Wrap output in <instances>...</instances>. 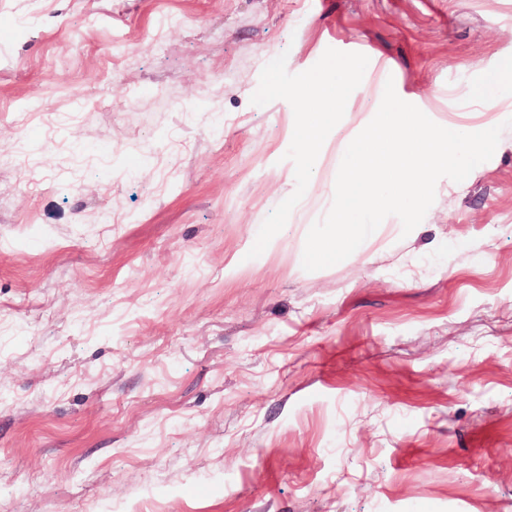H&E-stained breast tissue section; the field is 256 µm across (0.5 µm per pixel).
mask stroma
<instances>
[{
	"label": "stroma",
	"mask_w": 512,
	"mask_h": 512,
	"mask_svg": "<svg viewBox=\"0 0 512 512\" xmlns=\"http://www.w3.org/2000/svg\"><path fill=\"white\" fill-rule=\"evenodd\" d=\"M389 81L496 151L305 271ZM510 118L512 0H0V512H512ZM326 108L325 96L312 97L309 99V110L313 113H308L310 114V119L301 137L303 150L307 153L314 152L320 144Z\"/></svg>",
	"instance_id": "35a3bbf8"
}]
</instances>
